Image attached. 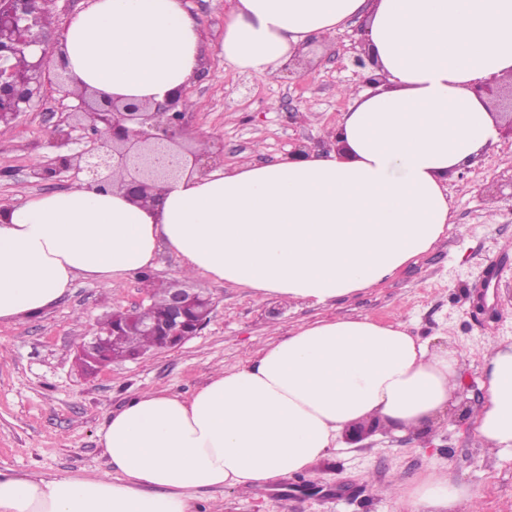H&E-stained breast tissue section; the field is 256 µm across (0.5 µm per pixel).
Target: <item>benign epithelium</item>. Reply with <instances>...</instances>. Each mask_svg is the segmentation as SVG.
Masks as SVG:
<instances>
[{"mask_svg":"<svg viewBox=\"0 0 512 512\" xmlns=\"http://www.w3.org/2000/svg\"><path fill=\"white\" fill-rule=\"evenodd\" d=\"M63 34L49 39L42 26V0H0V117H12L24 110L37 94L41 77L52 54L61 51ZM39 51H33V48ZM29 56L24 68L13 60ZM352 67L363 70L371 64L363 42L352 43ZM61 84L80 101L78 112H70L54 126L57 142L67 146L75 141L73 132L81 129L91 135V145L56 158L54 165L37 166L32 176L46 180L61 170L85 172L91 181L103 185L111 171L126 173V195L134 203L155 195L162 182L179 165L163 164L162 157L175 155L174 141L186 133L189 116L182 107L186 88L178 89L161 101L122 102L78 90L66 75ZM214 302L182 279L170 280L167 310L148 332L162 337L163 348L171 349L198 335L210 322ZM106 324L97 323L78 345L80 362L100 368V340Z\"/></svg>","mask_w":512,"mask_h":512,"instance_id":"1","label":"benign epithelium"}]
</instances>
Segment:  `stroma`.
<instances>
[{
	"label": "stroma",
	"mask_w": 512,
	"mask_h": 512,
	"mask_svg": "<svg viewBox=\"0 0 512 512\" xmlns=\"http://www.w3.org/2000/svg\"><path fill=\"white\" fill-rule=\"evenodd\" d=\"M226 4L186 2L202 29L205 72L187 87L197 107L184 145H222L227 170L328 149L350 106L342 86L367 87V72H354L347 52L360 21L311 42L305 57L312 67L304 75L266 78L225 62ZM77 105L59 91L56 70L43 74L39 97L0 135V206L79 185L70 171L42 182L30 175L34 164L77 151L74 143L59 146L52 134L60 117ZM448 200L452 230L379 287L318 306L260 298L197 275L195 287L215 301L200 334L169 351L112 361L96 373L80 368L77 346L105 313L132 308L145 297L140 274L109 292L77 278L52 308L0 323V468L45 477L109 472L100 432L135 392L189 396L217 369L241 366L263 343L322 319L403 321L412 335L456 352L463 373L460 398L484 397L486 354L493 345L512 342V138L500 136L463 167L448 183ZM488 283L498 288L495 313L477 305ZM433 464L447 468L451 483L476 491L483 512H512V458L489 456L467 420L439 422L426 439L381 427L362 448L342 433L336 449L308 472L263 487L208 488L199 492L198 505L200 512H407L381 494V487L411 482Z\"/></svg>",
	"instance_id": "stroma-1"
}]
</instances>
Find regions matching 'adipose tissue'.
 <instances>
[{"label": "adipose tissue", "instance_id": "adipose-tissue-1", "mask_svg": "<svg viewBox=\"0 0 512 512\" xmlns=\"http://www.w3.org/2000/svg\"><path fill=\"white\" fill-rule=\"evenodd\" d=\"M353 18L379 81L352 94L336 149L205 173L186 156L145 204L117 174L103 189L86 182L1 207L0 323L50 308L79 277L114 287L164 246L179 275L315 305L378 287L430 251L451 228L449 178L498 138L473 86L512 74V0H231L224 58L276 77ZM201 42L184 0H89L62 48L74 85L150 101L197 75ZM484 374L473 431L512 455V343L497 344ZM461 380L455 351L402 322L306 324L190 396H132L100 434L109 473L0 469V512H195L201 489L308 470L351 423L376 418L422 436L447 417ZM394 492L408 512L478 500L439 467Z\"/></svg>", "mask_w": 512, "mask_h": 512}]
</instances>
